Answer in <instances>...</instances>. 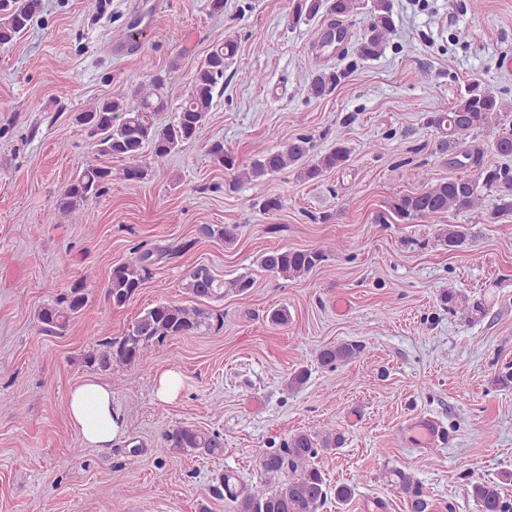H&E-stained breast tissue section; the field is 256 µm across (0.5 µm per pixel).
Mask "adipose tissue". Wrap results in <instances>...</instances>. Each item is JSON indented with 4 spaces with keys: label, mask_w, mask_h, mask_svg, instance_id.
Listing matches in <instances>:
<instances>
[{
    "label": "adipose tissue",
    "mask_w": 512,
    "mask_h": 512,
    "mask_svg": "<svg viewBox=\"0 0 512 512\" xmlns=\"http://www.w3.org/2000/svg\"><path fill=\"white\" fill-rule=\"evenodd\" d=\"M68 417L83 442L92 448L111 449L124 434V417L112 402L111 389L91 377L71 389Z\"/></svg>",
    "instance_id": "ef3b65f1"
}]
</instances>
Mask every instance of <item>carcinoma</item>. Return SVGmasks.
Returning a JSON list of instances; mask_svg holds the SVG:
<instances>
[{"label":"carcinoma","instance_id":"obj_1","mask_svg":"<svg viewBox=\"0 0 512 512\" xmlns=\"http://www.w3.org/2000/svg\"><path fill=\"white\" fill-rule=\"evenodd\" d=\"M297 17L314 18L324 12L338 18L365 14L364 31L354 46L360 60L380 56L395 31L392 0H291ZM42 0H0V44L21 38L32 21L41 13ZM237 52V43L226 40L211 48L198 64L187 97L178 112L167 122L161 114L168 110L163 89L167 77L154 75L148 87L132 93L108 95L83 112L74 113V121L92 140L100 156L125 162L120 178L140 182L150 166L142 164L144 151H149L153 167H162L169 156L187 142L195 140L208 113L213 108L215 94L224 93V74ZM344 73L323 71L313 76L308 92L321 99L331 94ZM512 105L492 89L472 82L460 91L456 101L441 112L427 117V124L440 136L435 153L448 155L452 163L469 170L453 178L430 181L416 193L403 194L389 203V209L404 224L418 219L437 222L447 214H459L487 207L486 216L496 219L512 214V167L504 159L512 156V126L506 117ZM485 135L489 151L462 149L464 139ZM313 136L305 133L289 139L278 149H258L246 161L224 148V142L214 141L208 147L212 162L226 171H240L250 181L296 166L297 177L316 182L328 171L341 170L349 161L351 150L343 141L323 154H313ZM112 167L89 164L75 175L60 191L58 208L64 213H78L93 197L112 185ZM237 226L205 224L199 234L206 238L233 240ZM448 250H463L472 240L467 224H450L440 235ZM187 241L169 249H145L139 244L130 257L112 266L105 295L114 308H123L138 294L152 275V267L165 257H173L191 249ZM324 249L275 248L265 252L260 267L276 276L298 279L326 261ZM185 290L196 300L224 299V280L209 267H194L188 274ZM86 283L74 280L70 287L43 305L37 312L38 331L45 335L63 334L87 303ZM441 301L448 311L459 312L466 318L484 313L482 303L461 299L450 291ZM209 308L160 302L140 312L118 336L107 334L109 326L101 324L104 336L97 348L84 355L89 367L107 370L114 365L138 366L146 361L152 346L177 336L202 333L214 326ZM361 352L353 343H341L322 350L318 361L325 369H334ZM166 447L177 454L224 453V438L218 432H205L195 426H175L163 434ZM344 444L336 432L323 435L297 432L279 447L270 448L258 461L259 480L246 483L232 473L222 475L212 486V495L227 499L233 512H319L334 494L340 503H349L355 488L338 484L330 489L316 459ZM391 485L402 494L407 512H429L430 502L422 484L415 477L395 468L385 473ZM471 495L482 512H512V503L505 500L500 483L491 480L471 482Z\"/></svg>","mask_w":512,"mask_h":512}]
</instances>
